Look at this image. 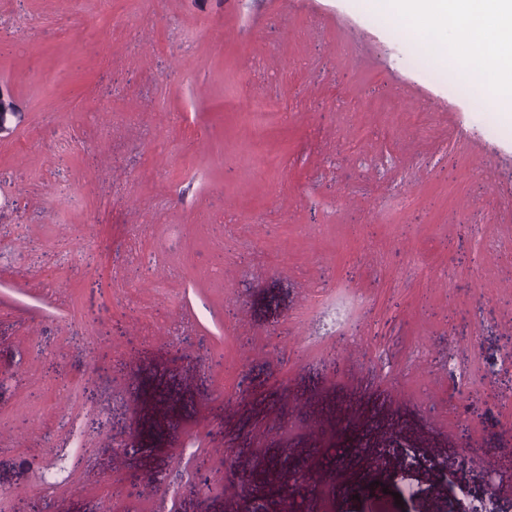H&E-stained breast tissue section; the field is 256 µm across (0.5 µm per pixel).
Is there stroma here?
<instances>
[{
    "instance_id": "1",
    "label": "stroma",
    "mask_w": 512,
    "mask_h": 512,
    "mask_svg": "<svg viewBox=\"0 0 512 512\" xmlns=\"http://www.w3.org/2000/svg\"><path fill=\"white\" fill-rule=\"evenodd\" d=\"M116 13L0 0V512H512V120L371 0Z\"/></svg>"
}]
</instances>
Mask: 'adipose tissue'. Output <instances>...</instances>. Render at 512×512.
<instances>
[{"mask_svg": "<svg viewBox=\"0 0 512 512\" xmlns=\"http://www.w3.org/2000/svg\"><path fill=\"white\" fill-rule=\"evenodd\" d=\"M384 15L429 36L428 53L467 71L472 91L484 94L489 81L503 80L494 103L512 112V0H381ZM452 38L446 51L443 38Z\"/></svg>", "mask_w": 512, "mask_h": 512, "instance_id": "obj_1", "label": "adipose tissue"}]
</instances>
